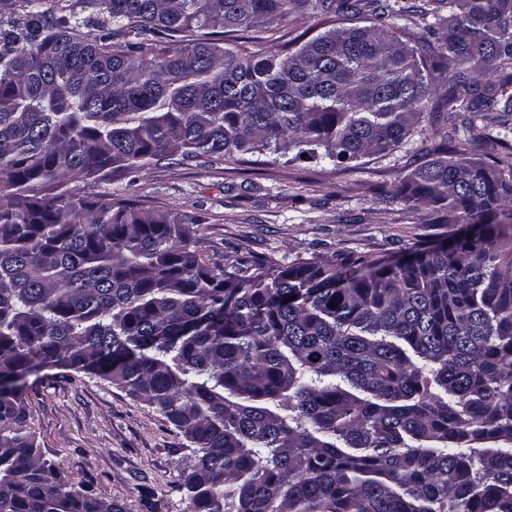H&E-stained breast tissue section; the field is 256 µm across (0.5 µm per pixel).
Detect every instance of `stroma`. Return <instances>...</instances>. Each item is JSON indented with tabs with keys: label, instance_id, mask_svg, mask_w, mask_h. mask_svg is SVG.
<instances>
[{
	"label": "stroma",
	"instance_id": "35a3bbf8",
	"mask_svg": "<svg viewBox=\"0 0 512 512\" xmlns=\"http://www.w3.org/2000/svg\"><path fill=\"white\" fill-rule=\"evenodd\" d=\"M445 132L457 157L473 156L465 128L425 122L389 153L362 158L351 173L258 153L214 165L185 164L176 154L113 183L112 192L200 217V236L226 265L250 255L283 263L339 252L401 257L455 231L434 223L431 210L383 195ZM28 404L44 458L60 465L69 482H93L127 512H148L150 502L159 512H188L179 484L191 450L154 408L91 374L37 383Z\"/></svg>",
	"mask_w": 512,
	"mask_h": 512
}]
</instances>
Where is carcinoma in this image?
Returning <instances> with one entry per match:
<instances>
[{
    "mask_svg": "<svg viewBox=\"0 0 512 512\" xmlns=\"http://www.w3.org/2000/svg\"><path fill=\"white\" fill-rule=\"evenodd\" d=\"M430 2L412 44L399 0H0V512H127L44 460L47 369L157 409L190 512H512V162L433 145L388 196L465 232L407 262L227 268L110 191L173 153L351 172L460 112L481 148L474 117L512 114V0ZM305 13L329 28L299 45L233 36Z\"/></svg>",
    "mask_w": 512,
    "mask_h": 512,
    "instance_id": "1",
    "label": "carcinoma"
}]
</instances>
